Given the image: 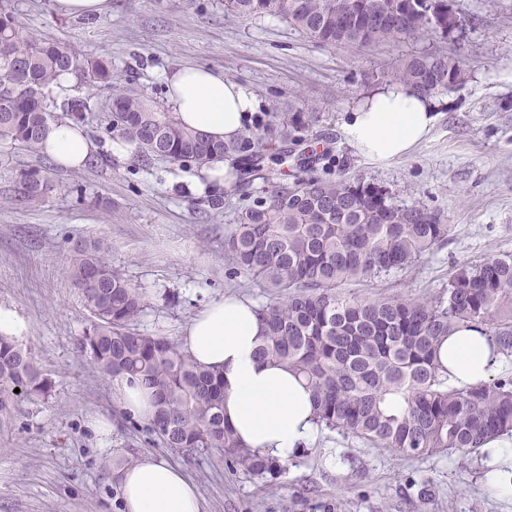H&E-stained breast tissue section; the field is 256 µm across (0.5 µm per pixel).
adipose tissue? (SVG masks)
<instances>
[{"label":"adipose tissue","instance_id":"obj_1","mask_svg":"<svg viewBox=\"0 0 512 512\" xmlns=\"http://www.w3.org/2000/svg\"><path fill=\"white\" fill-rule=\"evenodd\" d=\"M168 104L179 125L227 143L237 140L259 108L255 94L221 70L185 65L166 77ZM437 114L431 99L393 85L370 95L349 115L343 132L360 155L376 161L406 157L430 135ZM94 149L84 128L53 124L42 146L56 165L83 167ZM264 325L245 298L213 299L186 325L183 349L224 374V419L246 448L288 462L312 436L313 400L288 369L259 358ZM451 386L489 378L499 364L479 330L457 329L440 348ZM125 512H202L183 470L149 455L119 473Z\"/></svg>","mask_w":512,"mask_h":512}]
</instances>
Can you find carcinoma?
Listing matches in <instances>:
<instances>
[{
	"instance_id": "carcinoma-1",
	"label": "carcinoma",
	"mask_w": 512,
	"mask_h": 512,
	"mask_svg": "<svg viewBox=\"0 0 512 512\" xmlns=\"http://www.w3.org/2000/svg\"><path fill=\"white\" fill-rule=\"evenodd\" d=\"M449 0H224L239 17L284 19L303 37L329 46L367 48L426 30L450 37ZM112 90L109 125L141 158L201 168L236 152L251 161L239 180L265 170L267 195L224 235V253L272 300L258 308L265 325L259 357L285 366L310 390L316 424L406 455L469 454L512 435V379L457 389L440 374L439 348L453 331L473 327L490 348L512 357V255L457 263L432 300L355 295L348 286L411 268L448 238L439 211L360 179L296 177L305 170L317 112H280L259 120L251 137L224 143L181 127L144 91L121 85L109 62L19 24L14 0H0V141L32 152L64 112L80 124L85 100L55 98L64 75ZM393 79L429 97L465 83L464 60L431 51L404 61ZM22 194L44 197L39 171L20 175ZM101 242L76 245L71 278L91 316L80 339L99 373L127 377L154 391L149 430L184 455L216 449L253 477L285 470L276 458L239 443L224 420L223 373L198 363L176 342L140 332L146 296L103 259ZM20 392H14V389ZM30 349L0 334V424L24 396H45Z\"/></svg>"
}]
</instances>
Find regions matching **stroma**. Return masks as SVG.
Wrapping results in <instances>:
<instances>
[{"instance_id": "35a3bbf8", "label": "stroma", "mask_w": 512, "mask_h": 512, "mask_svg": "<svg viewBox=\"0 0 512 512\" xmlns=\"http://www.w3.org/2000/svg\"><path fill=\"white\" fill-rule=\"evenodd\" d=\"M451 2L464 26L457 38L424 32L359 49L316 44L278 17L228 14L224 0H112L111 14L98 18L56 15L50 0H15L26 29L111 61L120 82L158 103L165 74L197 65L248 87L261 112L315 105L333 177L386 187L451 224L447 242L410 269L353 288L424 299L440 292L455 263L512 254V0ZM427 49L456 50L466 83L434 95L438 120L411 155L386 163L359 155L342 131L350 112L389 86L403 59ZM77 94L92 105L85 128L94 164L64 170L0 142V310L22 325L20 342L51 381L48 398L22 401L0 428V512H121L108 464L148 454L184 470L203 512H512V492L489 489L482 452L405 456L319 428L280 475L252 478L214 449L174 453L129 419L111 380L79 347L90 316L70 279L73 243L103 242L105 260L147 296L140 331L176 341L216 297L269 302L224 252L225 234L269 185L230 182L213 209L199 169L113 154L118 135L104 120L111 90L82 85ZM27 170L53 186L40 201L21 198Z\"/></svg>"}]
</instances>
